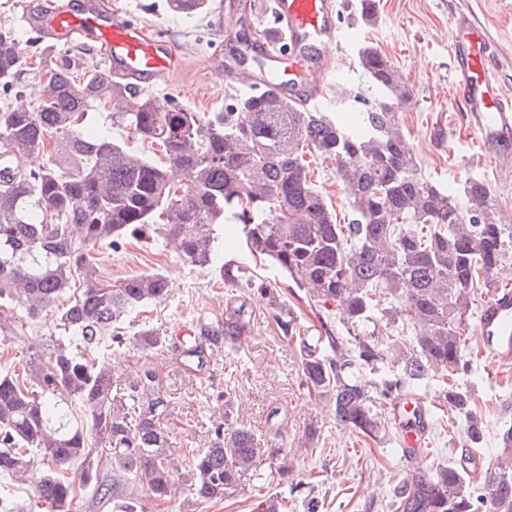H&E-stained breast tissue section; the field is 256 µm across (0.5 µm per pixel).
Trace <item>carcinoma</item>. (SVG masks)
I'll list each match as a JSON object with an SVG mask.
<instances>
[{
  "mask_svg": "<svg viewBox=\"0 0 512 512\" xmlns=\"http://www.w3.org/2000/svg\"><path fill=\"white\" fill-rule=\"evenodd\" d=\"M164 7L194 17L211 3L165 0ZM271 8L259 5L258 32L275 49ZM358 57L379 96L361 102L352 130L274 92H237L233 107L219 112L162 109L109 73L79 68L53 45L34 67L23 34L0 29V93L9 99L0 106V331L19 338L48 312L58 327L48 360L29 348L19 368L0 372V477L23 482L40 464L35 512H71L78 482L112 501L113 512H141L132 497L137 486L158 506L187 483L198 500L215 502L255 468L261 449L250 429L231 423L226 391L214 437L204 447L187 446L183 468L171 469L168 423L175 407L160 394L159 375L146 371L123 391L111 367L91 353L106 340L147 351L166 343L147 325L129 337L112 333L126 313L168 288L161 272L103 279L102 245L161 239L185 263L213 268L229 285H254L246 266L221 261L217 224L235 226L253 259L274 262L309 301L341 311L349 347L331 336L301 335L281 297L269 293L283 335L299 337L304 386L332 402L339 425L373 441L385 429L384 413L353 372L370 365L395 376L385 396L430 373L439 376L445 401L464 418L466 443H483L472 394L448 379L469 368L463 327L474 288L512 253V232L497 222L483 180H467L453 198L422 177L398 121L407 83L376 48L363 44ZM29 77L45 81L37 106L25 98ZM95 106L110 111L127 136L161 146L164 157L130 151L108 131L83 130ZM310 152L335 162L352 223H337L309 178ZM173 170L184 174L179 185L171 181ZM385 302L414 324L411 346L379 341L391 309ZM247 317L242 302L224 324L199 321V334L175 347L184 370L205 368L204 344L240 332ZM325 342L333 355L320 352ZM498 441L496 461L477 478L464 460L398 484L393 512H512V425L499 430ZM100 448L112 451L110 485L98 481ZM271 454L280 456L279 485L295 494L301 482L293 478L291 452ZM287 504L270 494L254 500L251 512H281Z\"/></svg>",
  "mask_w": 512,
  "mask_h": 512,
  "instance_id": "cac0c4a2",
  "label": "carcinoma"
}]
</instances>
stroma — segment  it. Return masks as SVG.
<instances>
[{
	"label": "stroma",
	"instance_id": "35a3bbf8",
	"mask_svg": "<svg viewBox=\"0 0 512 512\" xmlns=\"http://www.w3.org/2000/svg\"><path fill=\"white\" fill-rule=\"evenodd\" d=\"M100 3L106 10H127L140 26L165 33L172 40L177 53L173 69L165 80L147 89L161 106L213 112L230 105L226 73L210 66L209 61L215 56L230 61L239 58L253 24L249 0H213L210 14L194 18L167 12L162 0ZM354 3L339 2L340 42L330 63L336 80L329 83L321 108L350 126L355 121L354 95L368 100L377 97L357 57L360 44L371 43L392 60L409 86L410 97L398 117L421 175L455 192L466 179L484 180L505 224L512 226V169L498 168L493 152L482 149L467 128L464 106L452 91L449 28L453 15L472 14L492 44L490 69L499 84L512 91V0H376L378 15L370 25L361 21ZM310 175L332 205L338 223H350L353 210L336 178L335 164L312 157ZM224 258L243 262L256 285L283 296L309 335L347 339L335 307L308 301L273 264L253 260L235 248L227 249ZM99 268L112 280L159 270L170 282L164 299L132 311L118 323V331L127 336L144 323L166 337L181 330L196 335L197 317L223 319L234 299L246 300L251 313L249 324L234 341L211 349L210 364L202 374H170L165 389L182 420L171 435L172 461H181L185 436L207 444L229 393L234 425L252 428L259 439L262 452L255 470L236 493L217 502H200L192 488L185 486L176 501L157 508L145 490H138L145 512H250L254 499L279 490L278 460L270 456V449L298 447L312 422L320 427L326 445L296 462L294 477L302 486L289 499L288 512H307L312 499L319 503L318 512H386L385 506L402 480L448 465L468 451L464 422L443 402L438 377L428 376L416 389L430 413L428 448L405 457L396 451L400 436L396 424H389L379 440L363 441L336 423L330 402L308 394L302 384L300 346L283 336L260 294L224 284L216 272L194 268L153 243L131 240L118 250L101 248ZM463 339L470 365L457 383L472 393L475 410L486 425V442L478 451L485 468L497 455L499 428L512 423V370L499 368L481 352L476 318H469ZM98 352L116 365L121 383L127 387L144 369L167 368L172 349L117 350L105 343Z\"/></svg>",
	"mask_w": 512,
	"mask_h": 512
}]
</instances>
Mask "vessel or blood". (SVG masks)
Wrapping results in <instances>:
<instances>
[{
    "mask_svg": "<svg viewBox=\"0 0 512 512\" xmlns=\"http://www.w3.org/2000/svg\"><path fill=\"white\" fill-rule=\"evenodd\" d=\"M274 33L283 52L269 58L277 80L271 88L288 95L299 91L316 101L317 74L326 73V60L336 41L335 0H274ZM455 60L453 89L463 102L468 124L477 140L495 148L499 167L512 168V97L505 95L488 67L490 46L482 25L466 15L451 19ZM44 33L52 40L100 44L113 77L137 89L162 80L176 61L166 37L149 34L131 22L128 13H105L95 0H86L81 15L68 11L49 15ZM477 329L485 351L500 365H512V290H495L482 305ZM402 424L405 447L422 448L428 434L425 405L415 395L396 396L393 407Z\"/></svg>",
    "mask_w": 512,
    "mask_h": 512,
    "instance_id": "1",
    "label": "vessel or blood"
}]
</instances>
